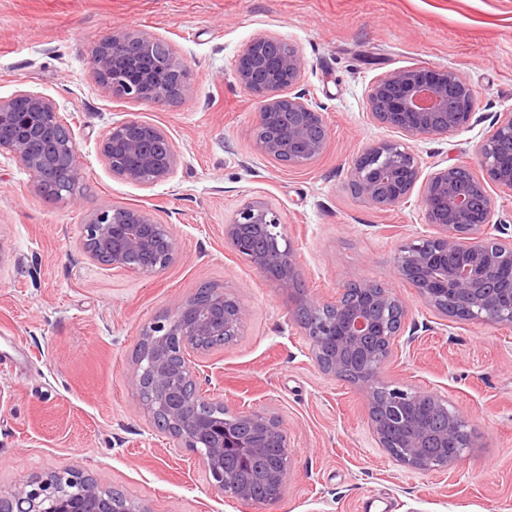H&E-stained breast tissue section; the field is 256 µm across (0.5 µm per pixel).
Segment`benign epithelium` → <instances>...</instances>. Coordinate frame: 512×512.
<instances>
[{"label": "benign epithelium", "instance_id": "1", "mask_svg": "<svg viewBox=\"0 0 512 512\" xmlns=\"http://www.w3.org/2000/svg\"><path fill=\"white\" fill-rule=\"evenodd\" d=\"M158 38L134 32H114L93 47L89 65L98 84L115 99L149 102L162 96L178 98L188 88L190 67L168 54L158 56L153 46ZM269 36L253 38L239 55L237 81L258 103L252 128L255 147L286 166H304L324 150L329 133L320 106L300 85L303 58L294 47L275 52ZM411 68L391 72L376 79L367 94L371 118L381 126L415 138L438 139L471 126L477 93L455 69L436 74L432 81ZM63 120L49 97L19 91L0 99V152L9 153L30 175L33 189L44 193L56 170L65 167L71 175L68 186L57 189L58 199L73 194L79 182L75 165L77 145L73 138L62 140L57 129ZM309 126L320 129L316 140L306 137ZM512 139V113L493 116L491 133L477 146L483 176L462 186L457 167L437 169L425 179L421 203L426 221L435 233L412 238L399 246L394 264L398 278L409 283L427 306L444 318L461 313L468 320L486 324L512 325V237H492L486 233L494 214L495 201L489 185L512 190V153L498 150L501 140ZM157 139L159 151H148L145 143ZM98 153L112 175L143 185H155L169 177L176 163L172 139L158 126L138 119L114 124L99 140ZM421 176L419 156L398 141L371 145L356 156L348 170L349 181L360 188V197L385 209L409 197ZM281 216L260 200L244 202L231 221L224 225V239L239 255H244L242 239L263 229L275 238ZM162 247L154 270L166 268L177 255L175 239L168 225L151 212L134 207L101 204L85 224L83 248L95 259L102 251L112 254V268L132 272L124 262L130 251ZM256 271L280 288L293 287L296 259L291 245L248 256ZM500 271L504 286L490 290L486 275ZM378 306L394 307L400 313L397 325L372 316ZM327 316L318 315L305 329L311 354L323 372L345 379L356 375L355 384L368 397L371 430L379 447L397 464L420 470L446 469L478 447V437L468 421L449 407L448 398L417 388L394 386L383 376L385 361L392 356L395 342L405 331L408 305L393 286L374 287L360 283V297L353 305L341 300L331 304ZM246 317L244 305L222 289L207 304L188 297L174 309L156 318L142 332L147 339L142 357L136 361L133 389L145 412L157 411L170 420L168 434L179 447L192 452L204 469L212 488L224 498L248 502L246 482L224 474V456L237 458L241 470L256 479L274 482L275 493L268 503L277 502L286 492V474L291 462L288 434L281 421L266 410H231L232 418L207 416L179 400L183 376L197 377V360L207 349L200 340L207 336L236 338ZM382 340V352L365 347L362 338ZM442 409L447 425L430 431L413 406ZM262 427L266 440L257 444L242 435L237 424ZM434 442L441 450L438 459L426 457L424 448ZM275 453L276 471H253L256 448ZM67 476L78 490L55 499L52 512H150L144 503L124 497L108 501L100 496V486L77 469ZM32 489L18 488L12 497L17 512H46L43 502L53 495L45 480L31 482Z\"/></svg>", "mask_w": 512, "mask_h": 512}]
</instances>
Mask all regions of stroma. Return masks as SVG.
Listing matches in <instances>:
<instances>
[{
    "instance_id": "1",
    "label": "stroma",
    "mask_w": 512,
    "mask_h": 512,
    "mask_svg": "<svg viewBox=\"0 0 512 512\" xmlns=\"http://www.w3.org/2000/svg\"><path fill=\"white\" fill-rule=\"evenodd\" d=\"M113 31L158 37L189 65L178 103L119 100L97 84L90 53ZM259 35L298 49L301 85L322 106L329 138L308 165H279L254 146L258 105L235 66ZM415 67L462 74L478 95L471 127L407 140L371 120V84ZM22 90L56 103L80 178L73 195L49 201L0 154V495L74 466L152 512H512V326L450 321L426 306L394 265L402 243L429 232L421 187L382 210L351 194L347 177L363 149L402 139L423 173L457 165L481 175L476 147L493 114L512 113V0H0V98ZM129 118L172 139L166 181L117 178L100 157L99 139ZM254 198L282 216L300 292L266 281L224 240ZM103 202L167 222L174 262L123 274L91 260L84 226ZM353 281L396 286L411 318L428 324L399 342L385 377L447 396L479 438L461 463L395 464L372 436L365 393L314 363L296 306L334 302ZM205 283L247 315L237 340L207 356L202 389L274 412L288 433L287 489L273 505L218 496L132 389L143 328Z\"/></svg>"
}]
</instances>
